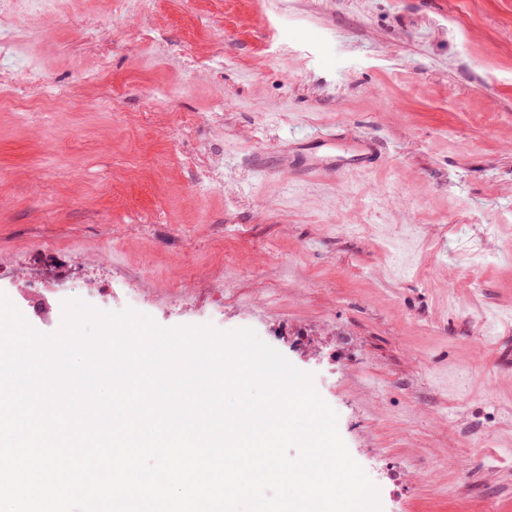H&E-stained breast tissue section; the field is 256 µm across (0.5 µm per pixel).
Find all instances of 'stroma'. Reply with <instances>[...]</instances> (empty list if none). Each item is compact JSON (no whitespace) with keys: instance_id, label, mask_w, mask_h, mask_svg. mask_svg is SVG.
I'll return each instance as SVG.
<instances>
[{"instance_id":"obj_1","label":"stroma","mask_w":512,"mask_h":512,"mask_svg":"<svg viewBox=\"0 0 512 512\" xmlns=\"http://www.w3.org/2000/svg\"><path fill=\"white\" fill-rule=\"evenodd\" d=\"M0 94V291L35 330L48 253L98 310L254 329L381 512H512V0H64L0 28ZM320 131L381 156L291 177Z\"/></svg>"}]
</instances>
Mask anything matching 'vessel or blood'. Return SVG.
<instances>
[{
	"mask_svg": "<svg viewBox=\"0 0 512 512\" xmlns=\"http://www.w3.org/2000/svg\"><path fill=\"white\" fill-rule=\"evenodd\" d=\"M375 154L376 147L368 138L353 137L339 146L334 137L323 135L318 144L296 145L288 154L287 167L296 178L308 180L345 167H366L373 163Z\"/></svg>",
	"mask_w": 512,
	"mask_h": 512,
	"instance_id": "1",
	"label": "vessel or blood"
}]
</instances>
